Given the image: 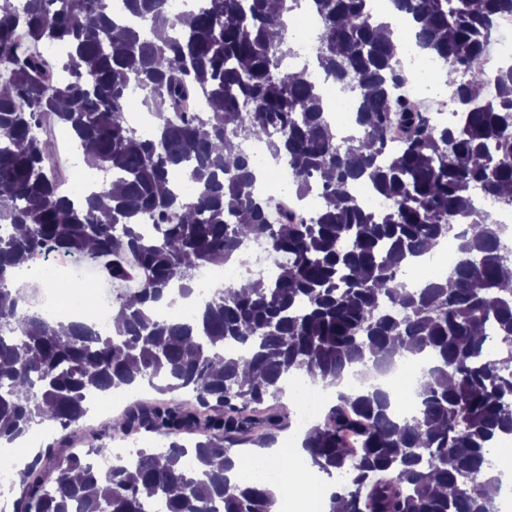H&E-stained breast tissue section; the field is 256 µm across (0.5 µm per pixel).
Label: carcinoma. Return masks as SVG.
<instances>
[{"label":"carcinoma","mask_w":512,"mask_h":512,"mask_svg":"<svg viewBox=\"0 0 512 512\" xmlns=\"http://www.w3.org/2000/svg\"><path fill=\"white\" fill-rule=\"evenodd\" d=\"M301 2L176 12L170 0H124L139 25L116 36L110 0H0V443L79 424L93 391L184 389L206 409L131 406L115 425L146 428L164 447L104 470L97 460L111 449L97 438L83 458L39 450L20 471L15 512H145L157 497L165 512H273L271 485L239 476L230 439L269 448L291 422L250 412L291 377L335 387L356 364L371 372L407 354L432 360L412 414L397 418L380 389L340 391L309 426L304 462L335 482L330 512H501L491 456L512 436V289L502 293L512 249L477 195L512 209V65L490 75L478 60L512 0H392L418 24L416 45L459 75L451 125L394 95L410 76L368 0H313L316 66L283 72ZM41 46L63 49L71 79H56ZM319 75L352 95V133L332 131ZM133 85L157 116L149 136L126 120ZM194 88L218 108L186 111ZM44 120L70 129L106 174L82 203L46 164L51 144L34 132ZM252 140L288 165L298 198L319 188L307 220L273 214L256 192ZM175 172L192 193L172 186ZM361 180L390 207L363 208L352 194ZM449 239L453 287H408L407 259ZM247 242L283 258L275 280L215 289L192 323L156 314L172 286L191 295L199 267L228 263ZM52 248L130 258L140 280L114 298L115 330L71 321L61 331L24 305L14 271ZM191 430L200 438H180Z\"/></svg>","instance_id":"cac0c4a2"}]
</instances>
